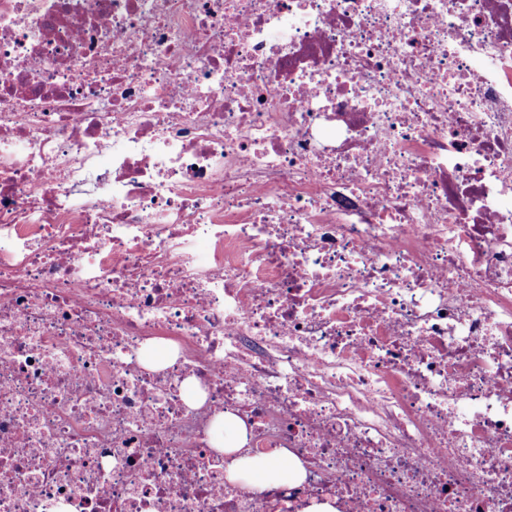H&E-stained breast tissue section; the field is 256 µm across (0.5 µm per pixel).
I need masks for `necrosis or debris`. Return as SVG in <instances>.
Masks as SVG:
<instances>
[{
    "mask_svg": "<svg viewBox=\"0 0 512 512\" xmlns=\"http://www.w3.org/2000/svg\"><path fill=\"white\" fill-rule=\"evenodd\" d=\"M319 501L512 512V0H0V512ZM213 429L219 434L213 445L219 452L230 455L237 452L246 442V429L243 422L232 414L216 416ZM283 459L287 462H281ZM225 473L232 483H296L302 477L303 468L286 450L276 448L266 454L236 456L227 464Z\"/></svg>",
    "mask_w": 512,
    "mask_h": 512,
    "instance_id": "obj_1",
    "label": "necrosis or debris"
}]
</instances>
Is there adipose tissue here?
<instances>
[{
	"instance_id": "ef3b65f1",
	"label": "adipose tissue",
	"mask_w": 512,
	"mask_h": 512,
	"mask_svg": "<svg viewBox=\"0 0 512 512\" xmlns=\"http://www.w3.org/2000/svg\"><path fill=\"white\" fill-rule=\"evenodd\" d=\"M218 436L214 447L229 455L230 461L225 473L233 483H295L302 476V464L290 457L286 450L277 448L266 454L253 456L240 455L239 450L246 441V429L243 422L231 414H219L213 423Z\"/></svg>"
}]
</instances>
